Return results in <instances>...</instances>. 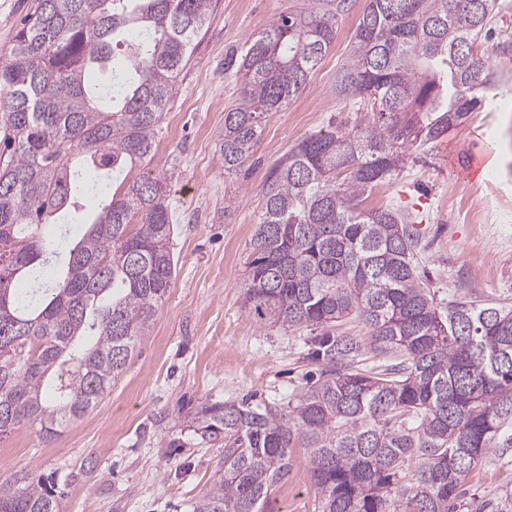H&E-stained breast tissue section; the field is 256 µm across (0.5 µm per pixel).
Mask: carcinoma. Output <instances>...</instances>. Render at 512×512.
<instances>
[{"instance_id":"obj_1","label":"carcinoma","mask_w":512,"mask_h":512,"mask_svg":"<svg viewBox=\"0 0 512 512\" xmlns=\"http://www.w3.org/2000/svg\"><path fill=\"white\" fill-rule=\"evenodd\" d=\"M213 0H33L0 54V439L51 441L112 388L172 287L168 173L131 177L156 145ZM349 0H310L249 40L218 151L236 175L264 119L295 100ZM499 0H366L336 94L367 126L303 137L269 168L245 280L261 321L311 327L318 376L272 412L206 402L224 476L194 512H268L307 449L320 512H461L468 478L512 447V305L439 308L402 206L365 210L411 155L497 95L478 40ZM111 71L109 92L89 81ZM58 215L76 239L41 226ZM360 319L367 337L332 328ZM370 352L392 360L366 367ZM68 483H0V512H60Z\"/></svg>"}]
</instances>
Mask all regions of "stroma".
Segmentation results:
<instances>
[{
  "label": "stroma",
  "instance_id": "1",
  "mask_svg": "<svg viewBox=\"0 0 512 512\" xmlns=\"http://www.w3.org/2000/svg\"><path fill=\"white\" fill-rule=\"evenodd\" d=\"M305 0H218L165 117L144 171L166 170L177 271L154 324L110 393L54 441L29 427L0 440V481L17 474L67 481L62 512H193L224 473V441L202 440L188 417L202 402L282 408L313 369L314 334L259 321L244 305L251 239L270 166L309 134L333 123L364 124L336 96L365 0H353L336 41L303 93L270 113L247 170L228 176L217 135L239 103L230 59L248 37ZM483 40L497 98L464 127L423 147L396 182L373 190L366 207L407 206L418 215L420 256L441 299L460 292L512 304V0ZM495 157L477 182L473 155ZM478 501L512 492V447L493 451L470 479ZM271 512H319L306 452H292Z\"/></svg>",
  "mask_w": 512,
  "mask_h": 512
}]
</instances>
